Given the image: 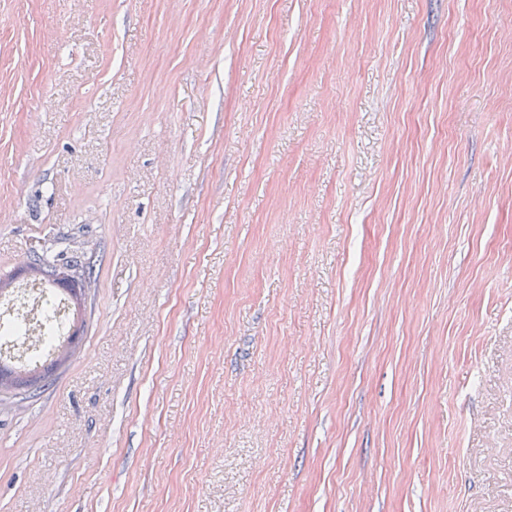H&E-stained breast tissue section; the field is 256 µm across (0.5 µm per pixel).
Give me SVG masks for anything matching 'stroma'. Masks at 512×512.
<instances>
[{"label":"stroma","mask_w":512,"mask_h":512,"mask_svg":"<svg viewBox=\"0 0 512 512\" xmlns=\"http://www.w3.org/2000/svg\"><path fill=\"white\" fill-rule=\"evenodd\" d=\"M61 237L0 512H512V0H0V276Z\"/></svg>","instance_id":"1"}]
</instances>
